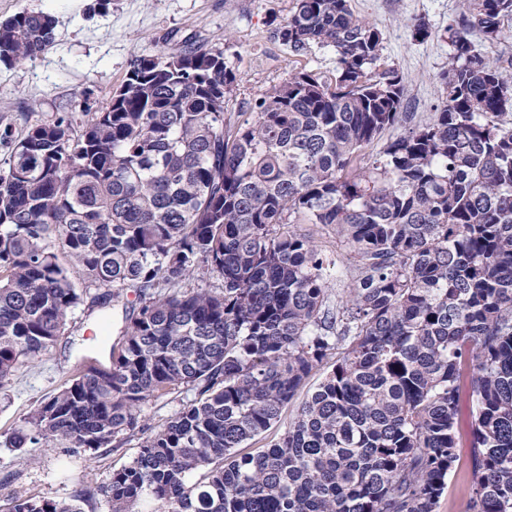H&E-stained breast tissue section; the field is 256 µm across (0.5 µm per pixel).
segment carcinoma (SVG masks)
<instances>
[{"mask_svg":"<svg viewBox=\"0 0 512 512\" xmlns=\"http://www.w3.org/2000/svg\"><path fill=\"white\" fill-rule=\"evenodd\" d=\"M509 19L512 0H462L447 95L418 125L348 0H296L280 28L296 53L336 52L332 81L294 72L229 113L223 51L186 42L135 56L105 106L31 125L0 172V386L88 289L106 307L131 288L139 306L110 364L73 368L10 443L95 452L142 434L102 489L111 512H436L467 380L468 512H512V77L471 40ZM54 41L53 17L25 9L0 22V62ZM294 224L345 240L343 295L337 260ZM204 270L219 287L182 289ZM338 349L284 432L239 453ZM181 386L194 398L146 426L143 406ZM89 497L10 496L3 512Z\"/></svg>","mask_w":512,"mask_h":512,"instance_id":"cac0c4a2","label":"carcinoma"}]
</instances>
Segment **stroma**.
Instances as JSON below:
<instances>
[{
  "label": "stroma",
  "mask_w": 512,
  "mask_h": 512,
  "mask_svg": "<svg viewBox=\"0 0 512 512\" xmlns=\"http://www.w3.org/2000/svg\"><path fill=\"white\" fill-rule=\"evenodd\" d=\"M294 0H0V20L22 9L41 10L57 21L56 38L33 61L0 64V169L9 142L28 127L86 102L104 106L123 83L131 59L191 40L220 48L236 74L229 111L246 112L256 98L280 85L289 73L307 71L332 77L336 53L310 45L294 52L277 33ZM351 11L382 35L381 66L403 77L406 111L428 120L446 96L441 75L451 47L448 25L461 0H349ZM425 21L432 35L416 39L413 26ZM138 305L134 293L100 310L84 302L69 317L57 344L35 364L21 367L0 386V495L35 499H71L91 490L85 512H109L102 494L114 470L132 460L139 439L90 454L59 447L14 448L9 438L23 427L38 403L57 393L72 366L87 356L107 362V347L118 344L128 310ZM471 396L462 390L457 413L459 465L448 480L437 512H466L471 479Z\"/></svg>",
  "instance_id": "obj_1"
}]
</instances>
